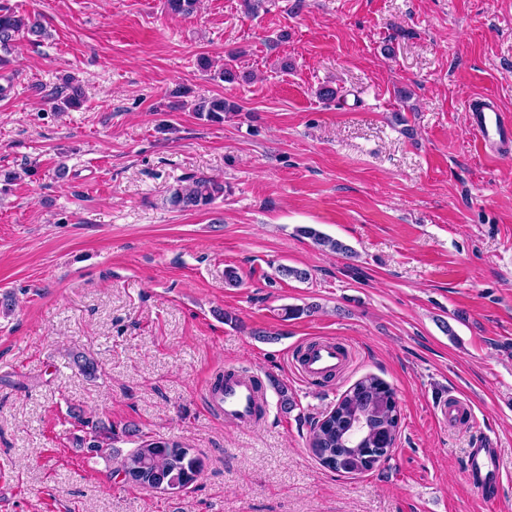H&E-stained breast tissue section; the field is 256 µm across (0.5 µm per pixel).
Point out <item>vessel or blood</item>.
<instances>
[{"label": "vessel or blood", "instance_id": "b4317fda", "mask_svg": "<svg viewBox=\"0 0 512 512\" xmlns=\"http://www.w3.org/2000/svg\"><path fill=\"white\" fill-rule=\"evenodd\" d=\"M471 114L472 126L477 142L484 151H492L497 144L512 140V122L493 100L479 98L471 100L467 107ZM342 359L335 343H319L301 362L304 378L310 379L332 372ZM264 400L261 380L257 374L239 369L224 372V389L213 398L214 407L226 422L244 426L252 423L257 408ZM499 474L497 452L492 448H479L470 454L467 465V479L484 502H496L491 485L497 482Z\"/></svg>", "mask_w": 512, "mask_h": 512}]
</instances>
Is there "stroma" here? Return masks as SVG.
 Wrapping results in <instances>:
<instances>
[{
	"instance_id": "35a3bbf8",
	"label": "stroma",
	"mask_w": 512,
	"mask_h": 512,
	"mask_svg": "<svg viewBox=\"0 0 512 512\" xmlns=\"http://www.w3.org/2000/svg\"><path fill=\"white\" fill-rule=\"evenodd\" d=\"M0 3L51 32L12 42L0 67V171L21 174L0 192V297L14 299L0 512H512V149L485 154L466 110L488 95L512 119V0H199L187 17L165 0ZM232 52L250 80L199 67ZM69 75L85 102L53 111L46 93ZM181 86L237 109L198 119L172 108ZM190 176L231 191L172 208L167 188ZM326 341L350 360L306 382L298 354ZM83 352L96 377L75 368ZM229 365L262 377L270 407L252 425L211 405ZM368 374L393 388L399 435L387 462L347 476L307 437ZM450 395L465 427L441 417ZM91 420L111 457L87 448ZM144 439L192 448L197 479L125 484ZM486 442L501 458L491 510L465 475ZM299 232L306 238H310L315 244L328 248L330 251L346 258L353 257L354 252L346 245L336 241L314 227H301Z\"/></svg>"
}]
</instances>
